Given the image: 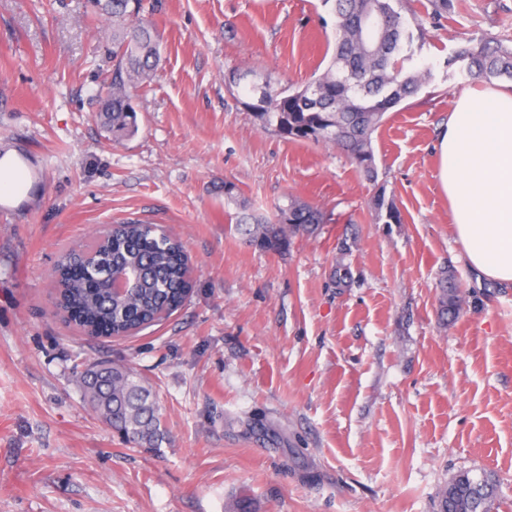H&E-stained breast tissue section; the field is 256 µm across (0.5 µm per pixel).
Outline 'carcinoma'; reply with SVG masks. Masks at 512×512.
<instances>
[{
	"mask_svg": "<svg viewBox=\"0 0 512 512\" xmlns=\"http://www.w3.org/2000/svg\"><path fill=\"white\" fill-rule=\"evenodd\" d=\"M334 2L336 17L333 54L319 75L295 87L277 88L270 82L250 83L242 104L265 128L298 141H322L341 147L371 182L377 166L371 135L384 115L403 101L416 97L430 78V69L410 70L414 35L401 9V0H324ZM94 11L112 19V79L104 84L99 117L121 140L137 130L134 91L150 84L160 60V36L139 18L142 0H91ZM382 21L375 39L368 38L364 18ZM467 62L473 77L512 80V48L488 42L464 46L449 63ZM224 198L238 207L234 231L268 252H282L292 237L309 233L323 222L321 212L298 200L276 208L270 217L247 212L233 184L224 183ZM373 206L385 213L386 223L402 222L400 210L379 192ZM95 252L89 272L101 280L109 270L126 268L138 286L121 297L106 288H85L87 277L57 278V309L73 310L71 318L86 335L104 326L122 336L148 326L177 309L191 290L186 277L189 254L184 243L158 225L131 220L102 230L89 243ZM460 299L456 285H443L442 313L454 316ZM84 395L97 416L129 443L158 447L165 439L158 397L131 368L109 361H94L80 374ZM497 498L495 479L460 471L441 490L440 512H491Z\"/></svg>",
	"mask_w": 512,
	"mask_h": 512,
	"instance_id": "obj_1",
	"label": "carcinoma"
}]
</instances>
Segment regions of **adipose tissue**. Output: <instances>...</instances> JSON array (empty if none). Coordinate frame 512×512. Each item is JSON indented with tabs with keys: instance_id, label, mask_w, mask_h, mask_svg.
<instances>
[{
	"instance_id": "adipose-tissue-1",
	"label": "adipose tissue",
	"mask_w": 512,
	"mask_h": 512,
	"mask_svg": "<svg viewBox=\"0 0 512 512\" xmlns=\"http://www.w3.org/2000/svg\"><path fill=\"white\" fill-rule=\"evenodd\" d=\"M438 177L468 263L512 283V92L460 96L438 140ZM34 188L28 163L0 151V206L16 207Z\"/></svg>"
}]
</instances>
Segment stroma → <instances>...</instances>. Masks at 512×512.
Wrapping results in <instances>:
<instances>
[{
  "label": "stroma",
  "instance_id": "35a3bbf8",
  "mask_svg": "<svg viewBox=\"0 0 512 512\" xmlns=\"http://www.w3.org/2000/svg\"><path fill=\"white\" fill-rule=\"evenodd\" d=\"M430 11L403 4L431 78L374 133L372 183L338 147L261 127L233 84L308 80L334 38L324 0H143L161 61L121 141L96 118L112 61L89 0H0V146L36 178L0 206V512H437L461 470L492 475L512 512V285L467 263L435 152L459 96L512 88L452 60L470 40L512 47V0ZM228 182L255 214L293 197L324 221L262 251L230 229ZM380 188L402 223L378 219ZM129 220L182 239L192 287L154 325L95 339L58 314L54 268ZM93 359L149 381L160 447L97 418L79 385Z\"/></svg>",
  "mask_w": 512,
  "mask_h": 512
}]
</instances>
